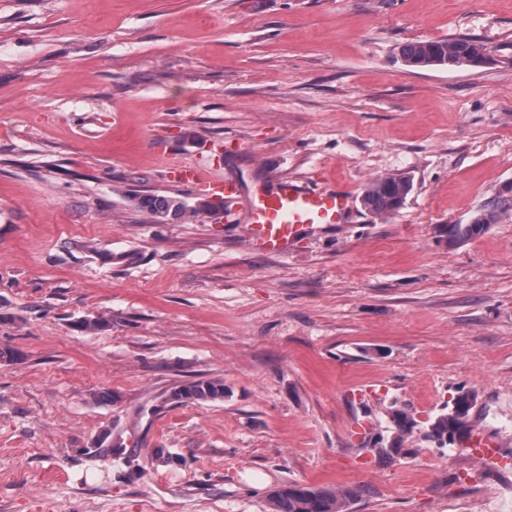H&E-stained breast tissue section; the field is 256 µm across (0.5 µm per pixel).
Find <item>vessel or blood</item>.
I'll list each match as a JSON object with an SVG mask.
<instances>
[{
    "instance_id": "b4317fda",
    "label": "vessel or blood",
    "mask_w": 512,
    "mask_h": 512,
    "mask_svg": "<svg viewBox=\"0 0 512 512\" xmlns=\"http://www.w3.org/2000/svg\"><path fill=\"white\" fill-rule=\"evenodd\" d=\"M179 177L194 188L222 199L225 211L234 210L239 201L234 183L229 180L221 185L214 183L208 167L182 171ZM351 217L347 192L280 179L272 189L253 196L247 240L256 251L283 253L302 233L323 224H347Z\"/></svg>"
}]
</instances>
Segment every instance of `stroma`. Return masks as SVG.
Wrapping results in <instances>:
<instances>
[{"label": "stroma", "instance_id": "stroma-1", "mask_svg": "<svg viewBox=\"0 0 512 512\" xmlns=\"http://www.w3.org/2000/svg\"><path fill=\"white\" fill-rule=\"evenodd\" d=\"M458 38L486 61L401 56ZM203 163L246 200L349 189L356 221L264 254L245 212L131 205L196 200L167 170ZM396 173L412 189L374 218L362 191ZM502 196L512 0H0V512H270L288 482L348 512H512V454L412 436L380 459L352 430L464 389L512 440V211L448 243ZM198 379L223 400L168 402ZM485 48L475 41L461 38L427 42H410L402 46L404 61L415 67H448L471 65L470 62H483ZM512 210V199L501 197L494 201L482 215L486 218L485 224H452L448 227V242L459 244L471 239L486 230L489 224H494L500 213Z\"/></svg>", "mask_w": 512, "mask_h": 512}]
</instances>
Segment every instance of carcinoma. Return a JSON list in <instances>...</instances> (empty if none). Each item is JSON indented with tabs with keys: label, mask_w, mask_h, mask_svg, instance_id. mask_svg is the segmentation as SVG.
<instances>
[{
	"label": "carcinoma",
	"mask_w": 512,
	"mask_h": 512,
	"mask_svg": "<svg viewBox=\"0 0 512 512\" xmlns=\"http://www.w3.org/2000/svg\"><path fill=\"white\" fill-rule=\"evenodd\" d=\"M404 61L415 67H448L467 65L484 61L483 45L466 39L410 42L402 46ZM411 191L410 180L402 174L380 176L370 180L364 187L361 204L373 215L386 218L396 212ZM133 205L150 216L156 224H172L187 221L199 216L219 220L224 216V203L205 200L197 209L177 195L156 193L138 194L130 198ZM512 210V199L501 197L487 208L483 216L484 224L448 225V242L459 244L486 230L496 222L498 215ZM175 403L215 402L224 399V383L220 380L201 379L176 388L169 396ZM473 396L462 390L446 401L437 413L424 420H417L400 409L389 411V431L392 437L382 436L375 440L383 455L398 454L405 437L415 433L418 438L437 448H449L457 442V437L466 433ZM352 491L332 490L325 487L302 485L290 482L273 490L268 500L271 512H347Z\"/></svg>",
	"instance_id": "obj_1"
}]
</instances>
